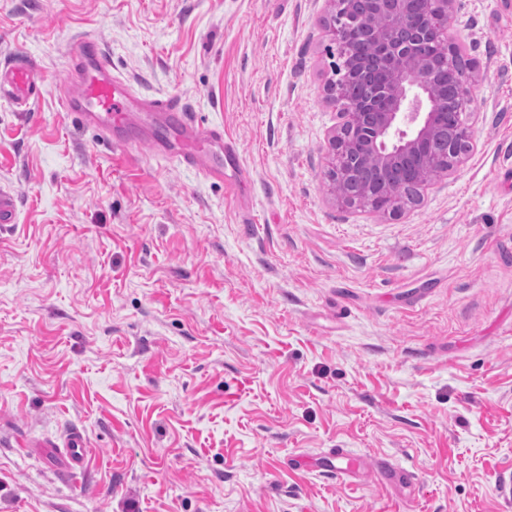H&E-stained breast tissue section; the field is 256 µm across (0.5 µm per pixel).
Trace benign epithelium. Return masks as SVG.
Wrapping results in <instances>:
<instances>
[{
  "label": "benign epithelium",
  "instance_id": "benign-epithelium-1",
  "mask_svg": "<svg viewBox=\"0 0 512 512\" xmlns=\"http://www.w3.org/2000/svg\"><path fill=\"white\" fill-rule=\"evenodd\" d=\"M333 13L327 24L330 46L336 49L333 78L325 90L336 105L341 125L328 140L330 161L325 177L336 201L347 207H369L375 199L397 200L409 187L405 200L419 202L430 179V172H448L440 158L428 152V146L443 132V96L439 95L433 72L424 67L421 51L434 34L431 24L418 23L409 10L410 0H387L388 7L378 21L368 11L352 8L351 0H328ZM423 16L450 17L454 0H422ZM367 39L374 48L377 77L362 96L356 97L351 86L363 80L364 61L357 38ZM475 75L464 71L455 86L462 101L472 97ZM456 134L471 144L472 130L468 113L456 118ZM358 169L374 166L401 169L399 184L367 186L363 197L347 195L343 180L345 163Z\"/></svg>",
  "mask_w": 512,
  "mask_h": 512
}]
</instances>
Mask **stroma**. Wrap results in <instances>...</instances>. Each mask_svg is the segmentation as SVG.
<instances>
[{"mask_svg": "<svg viewBox=\"0 0 512 512\" xmlns=\"http://www.w3.org/2000/svg\"><path fill=\"white\" fill-rule=\"evenodd\" d=\"M330 14L0 0V64L44 80L25 111L0 99V512H512V0H456L474 148L395 215L324 178ZM86 32L223 128L241 194L63 110ZM87 448L82 435L78 432L70 434L66 439L63 454L68 459L72 477H83L87 471Z\"/></svg>", "mask_w": 512, "mask_h": 512, "instance_id": "1", "label": "stroma"}]
</instances>
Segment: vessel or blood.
Wrapping results in <instances>:
<instances>
[{"mask_svg":"<svg viewBox=\"0 0 512 512\" xmlns=\"http://www.w3.org/2000/svg\"><path fill=\"white\" fill-rule=\"evenodd\" d=\"M67 75L80 92L63 99L64 110L79 114L103 138L131 148L135 141L129 135V112L141 109L154 113L156 122L173 134L172 139L156 142L157 155L176 158L204 178L223 179L224 158L236 153L233 141L225 138L223 129L196 127L178 96L139 99L126 80L113 75L111 57L94 37L85 34L73 42ZM41 84V72L32 60H20L0 68V98L9 99L17 107H26L29 100L38 98ZM63 453L72 477L84 476L87 448L80 433L70 434Z\"/></svg>","mask_w":512,"mask_h":512,"instance_id":"obj_1","label":"vessel or blood"}]
</instances>
